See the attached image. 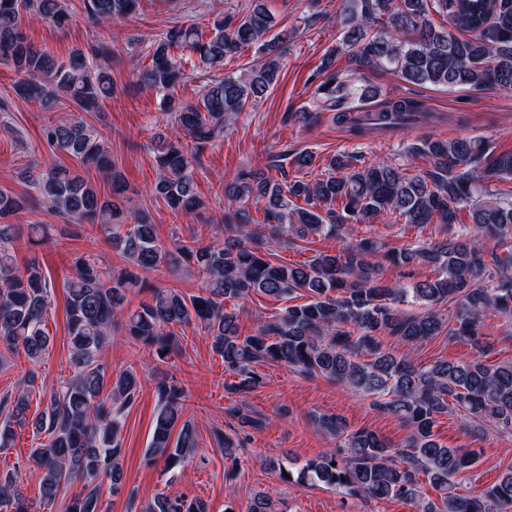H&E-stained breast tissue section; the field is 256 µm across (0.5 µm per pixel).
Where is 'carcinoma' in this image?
<instances>
[{
  "instance_id": "1",
  "label": "carcinoma",
  "mask_w": 512,
  "mask_h": 512,
  "mask_svg": "<svg viewBox=\"0 0 512 512\" xmlns=\"http://www.w3.org/2000/svg\"><path fill=\"white\" fill-rule=\"evenodd\" d=\"M136 7L137 0H86L88 15L107 32ZM27 15L57 28L72 21L63 0H0V63L16 74L15 91L55 106L66 102L101 110L113 93L112 77L100 65L107 44L98 40L74 50L68 61L59 60L23 33ZM435 15L451 28L437 29ZM340 25L339 45L317 70L315 95L319 106L335 112L336 123L356 134L367 128L404 130L430 114L408 97L390 99L373 112L354 111L353 101L371 99L377 91L339 77L335 63L342 53L354 73L387 68L417 86L512 89V0H344ZM276 26L264 0H247L241 13L215 20L207 40L196 27L175 24L150 45L151 64L141 70L136 86L162 93L163 111L183 133L156 145L155 200L177 211L200 208L193 177L197 153L182 138L199 146L219 139L246 105L274 89L288 42ZM252 46L259 56L242 75L216 80L195 104L174 96L176 85L188 78L174 51L197 57L199 66L220 69L227 56ZM44 136L83 164L109 165L107 141L80 122L51 124ZM405 154L428 159L429 168L416 173L381 159L359 167L358 156L338 154L314 182L296 176L313 165L312 154H273L265 166L242 170L224 183V199L236 209L224 211V240L206 245L193 238L164 241L146 214L125 216L128 186L114 167L108 197L60 166L28 172L37 200L0 189V343L11 353L24 354L34 366L46 354L50 297L37 261L22 271L16 267L10 247L20 225L7 219L31 203L45 204L69 222L103 228L126 262L114 272L92 255L80 256L65 284L74 372L49 394L32 422L44 441L26 461L42 472L41 502L54 504L79 479L83 489L71 496L64 512H104L101 479L110 481L114 493L123 485L120 440L140 380L132 370L114 375L100 361L112 331L123 330L162 357L181 349L185 333L180 328L192 324L207 330L224 372L237 377L227 386L232 394L244 398L258 389L264 380L253 366L275 362L373 396L375 407L410 428L396 448L370 428L349 431L342 418L324 416L321 426L340 444L308 461L298 479L350 497L402 501L416 512H512V466L481 491L461 493L460 482L478 462L479 451L450 448L433 434L437 416L448 412L460 414L470 426L491 423L512 431V361H485L489 344L484 341L489 314L512 316V187H505L512 184V150L498 153L486 139L429 136L407 144ZM250 202L264 203L263 219L246 210ZM387 213L413 227L439 224L446 236L427 246L390 249L360 235L358 226ZM322 236L338 240L340 247L303 264H286L269 251L273 242L288 249ZM485 240L494 243L492 249L484 247ZM188 262L204 279L199 294L156 288L132 305L130 296L142 291L145 273ZM387 262L404 271L426 264L434 275L409 288L387 283ZM258 293L289 305L243 336L236 311L226 304ZM298 297L306 302H294ZM409 299L422 309L400 308ZM445 305L454 309L453 316L440 310ZM442 334L468 342L473 357L425 365L408 352L385 348L386 337L413 349ZM35 381L31 369L12 401L0 400L5 412L0 450L13 438L12 423H26ZM154 390L158 411L147 454L171 470L196 448L195 430L180 422L182 388L162 377ZM228 413L239 434H218L216 440L230 457L242 446L240 434L261 429L265 420L244 402ZM425 479L439 492L438 500L422 493ZM0 512H29L14 476L0 480ZM143 512H208V505L158 494ZM248 512L280 510L272 495L259 492Z\"/></svg>"
}]
</instances>
